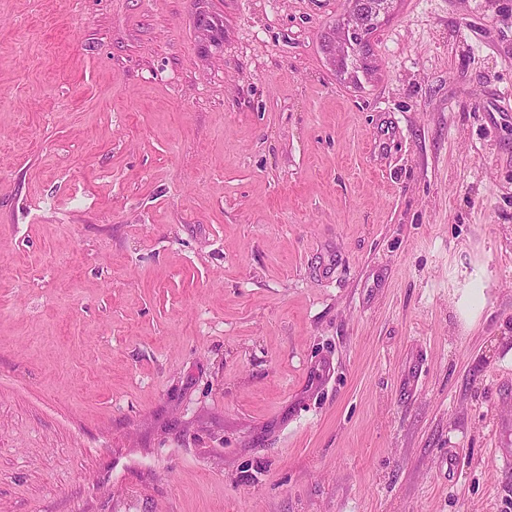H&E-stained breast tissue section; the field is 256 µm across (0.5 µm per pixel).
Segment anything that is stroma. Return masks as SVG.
Returning a JSON list of instances; mask_svg holds the SVG:
<instances>
[{"label": "stroma", "instance_id": "stroma-1", "mask_svg": "<svg viewBox=\"0 0 512 512\" xmlns=\"http://www.w3.org/2000/svg\"><path fill=\"white\" fill-rule=\"evenodd\" d=\"M350 7L0 0V512H512V0ZM380 0H368V2L370 3L368 9L366 10V15L363 17V21H364V27L362 28H358V29H351L350 30V26H349V22H347L346 24V31H345V38L346 40L349 42V45H350V49H348V52L347 54L343 57V60L346 59V56L349 57H353V60H355L356 62L358 60H364L367 58V54H369V51H362L361 50V45L364 43V41H369L368 40V35L374 30V28H376L379 24V17H380V14L383 13L385 14L388 10L386 11H381L377 8L374 7V2H378ZM349 51L351 53V55H349ZM359 58V59H357Z\"/></svg>", "mask_w": 512, "mask_h": 512}]
</instances>
